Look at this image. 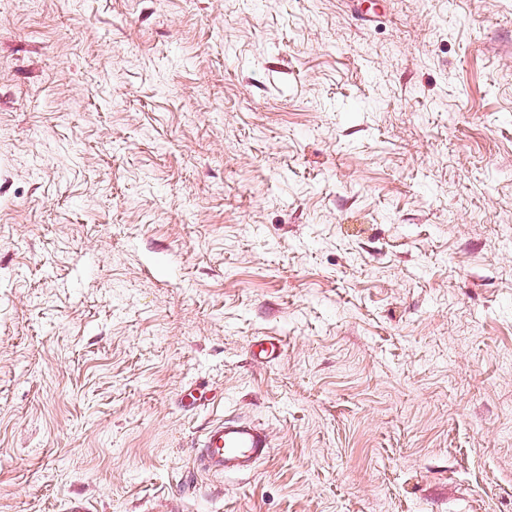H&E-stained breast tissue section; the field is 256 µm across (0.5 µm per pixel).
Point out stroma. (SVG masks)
<instances>
[{"label": "stroma", "mask_w": 512, "mask_h": 512, "mask_svg": "<svg viewBox=\"0 0 512 512\" xmlns=\"http://www.w3.org/2000/svg\"><path fill=\"white\" fill-rule=\"evenodd\" d=\"M75 499L512 512V0H0V512ZM198 466L211 475L239 474L271 454V441L263 428L251 421L220 419L204 431Z\"/></svg>", "instance_id": "stroma-1"}]
</instances>
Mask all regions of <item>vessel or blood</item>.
<instances>
[{
    "instance_id": "b4317fda",
    "label": "vessel or blood",
    "mask_w": 512,
    "mask_h": 512,
    "mask_svg": "<svg viewBox=\"0 0 512 512\" xmlns=\"http://www.w3.org/2000/svg\"><path fill=\"white\" fill-rule=\"evenodd\" d=\"M271 449L267 433L254 422L220 419L202 435L198 466L211 475L244 473L265 460Z\"/></svg>"
}]
</instances>
